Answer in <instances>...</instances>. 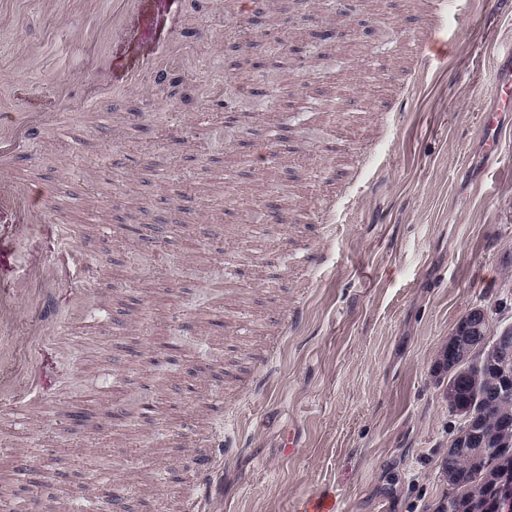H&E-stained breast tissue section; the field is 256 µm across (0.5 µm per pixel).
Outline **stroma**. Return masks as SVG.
I'll return each mask as SVG.
<instances>
[{
	"label": "stroma",
	"instance_id": "obj_1",
	"mask_svg": "<svg viewBox=\"0 0 512 512\" xmlns=\"http://www.w3.org/2000/svg\"><path fill=\"white\" fill-rule=\"evenodd\" d=\"M235 2L144 0L111 41L112 0H68L62 19L27 0L0 25V70L68 86L31 158L0 166L53 201L47 227L0 239V279L52 256L54 224L103 260L64 327L72 378L31 426L0 410V512L33 495L95 512L71 499L91 485L123 488L124 512H184L215 430L208 512H291L329 488L342 512H436L448 494L436 366L469 309L512 314V157L482 127L498 113L512 139L492 89L512 78V0H475L465 25L431 0H359L349 18L332 0ZM439 25L415 77L408 44ZM306 40L319 64L295 52ZM147 57L174 84L127 92Z\"/></svg>",
	"mask_w": 512,
	"mask_h": 512
}]
</instances>
